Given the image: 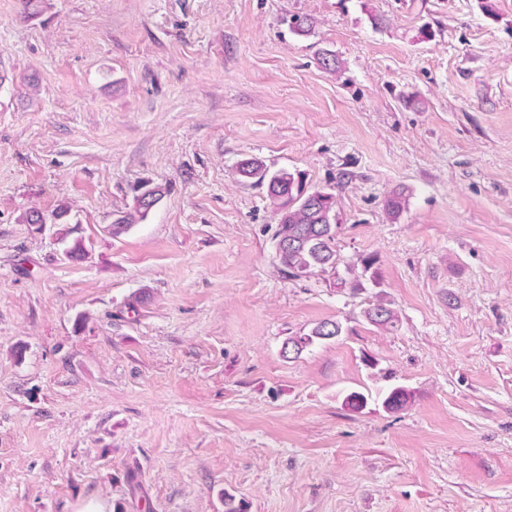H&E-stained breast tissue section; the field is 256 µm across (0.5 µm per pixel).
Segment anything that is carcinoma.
I'll use <instances>...</instances> for the list:
<instances>
[{"label": "carcinoma", "instance_id": "carcinoma-1", "mask_svg": "<svg viewBox=\"0 0 512 512\" xmlns=\"http://www.w3.org/2000/svg\"><path fill=\"white\" fill-rule=\"evenodd\" d=\"M238 175L251 187L266 189V195L277 216L271 242L275 259L283 274L291 278L338 275L341 256L338 235L341 224L336 212L335 188H306L305 176L286 168L271 169L264 161L248 159L237 166ZM165 194L160 186L153 187L150 197L140 194L134 197L133 205L112 222L109 233L118 237L134 226L143 223L159 204ZM407 196L398 192L384 202L388 217L396 220L407 207ZM67 233H59L58 240L65 244L63 256L70 261H81L88 251L82 241L66 243ZM351 281L341 280L340 286H349L352 292L365 290V285L378 287L382 283L378 258L366 254L353 265L345 266ZM368 322L377 328L389 330L396 326L399 316L393 302L380 293L364 309ZM343 333L338 321H323L307 333L291 336L283 346L284 356H299L316 343L333 340ZM415 391L403 385H390L375 397L383 410L397 414L408 409L415 401ZM369 395L352 391L344 395L342 405L353 412H360L368 405Z\"/></svg>", "mask_w": 512, "mask_h": 512}]
</instances>
